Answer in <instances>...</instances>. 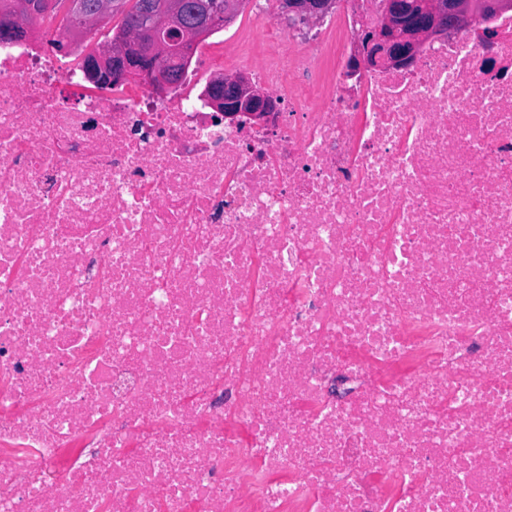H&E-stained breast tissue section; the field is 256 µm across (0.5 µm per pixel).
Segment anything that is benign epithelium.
<instances>
[{"label":"benign epithelium","mask_w":512,"mask_h":512,"mask_svg":"<svg viewBox=\"0 0 512 512\" xmlns=\"http://www.w3.org/2000/svg\"><path fill=\"white\" fill-rule=\"evenodd\" d=\"M335 0H288L285 12L302 23L323 17ZM237 0H207L194 25L186 23L184 0H163L152 20L119 36L112 45L94 50L87 64V79L96 86L134 81L164 91L173 86L174 76L165 67L166 57L174 50L186 49L224 26ZM50 0H22L20 11L6 20V36H27L29 26L20 12L49 9ZM381 13L362 45L364 63L407 65L419 52L424 41L443 30L469 26L478 10L477 0H381ZM85 27H96L112 19V3L98 0L94 8L79 4ZM222 90L211 98L212 108L224 118L241 116L263 123L275 109L272 95L253 86L244 74L216 79Z\"/></svg>","instance_id":"7a95c632"}]
</instances>
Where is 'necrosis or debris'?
<instances>
[{
	"instance_id": "obj_1",
	"label": "necrosis or debris",
	"mask_w": 512,
	"mask_h": 512,
	"mask_svg": "<svg viewBox=\"0 0 512 512\" xmlns=\"http://www.w3.org/2000/svg\"><path fill=\"white\" fill-rule=\"evenodd\" d=\"M341 2L260 6L263 126L0 42V512H512V8ZM284 2V18L300 21L302 23L311 22L323 17L335 4L334 0H289ZM382 0L381 13L362 45L364 63L407 65L424 41L443 30L469 26L478 10L475 0Z\"/></svg>"
}]
</instances>
